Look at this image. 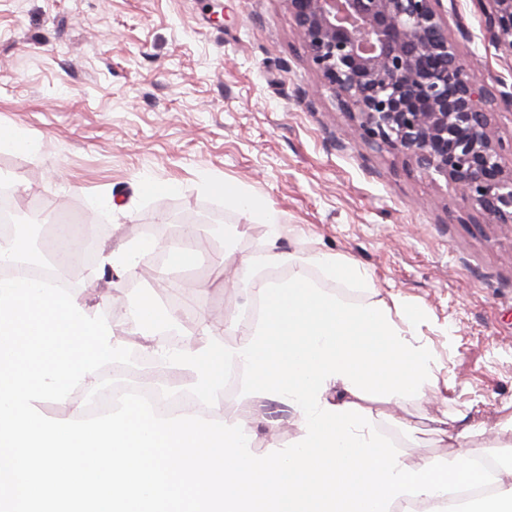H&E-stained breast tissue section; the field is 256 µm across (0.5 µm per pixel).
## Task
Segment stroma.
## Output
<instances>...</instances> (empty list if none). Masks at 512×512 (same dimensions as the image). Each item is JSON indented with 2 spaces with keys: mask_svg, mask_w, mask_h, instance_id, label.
Wrapping results in <instances>:
<instances>
[{
  "mask_svg": "<svg viewBox=\"0 0 512 512\" xmlns=\"http://www.w3.org/2000/svg\"><path fill=\"white\" fill-rule=\"evenodd\" d=\"M448 33L493 92H512V55L492 42L471 0H443ZM320 82L284 0H0V129L19 128L32 153L0 151V187L17 208H40L75 229L104 225L116 247L165 225L160 245L187 222L209 246L193 276L162 269L155 254L132 277L95 269L78 289L107 320L120 300L139 301L151 281L189 278L203 319L240 344L230 324L251 311V285L231 282L239 261L266 248L267 228L202 185L216 176L241 185L279 212L278 250L316 251L356 261L368 289L310 277L360 304L398 296L422 308L417 333L441 390L431 403L365 401L373 422L417 462L449 448L436 423L468 409L487 429L470 445L501 443V409L512 404V227L490 223L446 185L401 154L371 148ZM175 184L160 199L141 178ZM246 225L227 239L224 228ZM221 419L248 418L262 455L294 444L299 428L270 401L225 393Z\"/></svg>",
  "mask_w": 512,
  "mask_h": 512,
  "instance_id": "stroma-1",
  "label": "stroma"
}]
</instances>
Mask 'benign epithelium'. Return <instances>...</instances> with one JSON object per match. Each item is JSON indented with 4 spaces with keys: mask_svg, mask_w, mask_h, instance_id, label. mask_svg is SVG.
Returning <instances> with one entry per match:
<instances>
[{
    "mask_svg": "<svg viewBox=\"0 0 512 512\" xmlns=\"http://www.w3.org/2000/svg\"><path fill=\"white\" fill-rule=\"evenodd\" d=\"M308 60L360 139L442 177L494 224H512V168L490 130L491 90L448 35L442 0H284ZM512 53V0H473Z\"/></svg>",
    "mask_w": 512,
    "mask_h": 512,
    "instance_id": "obj_1",
    "label": "benign epithelium"
}]
</instances>
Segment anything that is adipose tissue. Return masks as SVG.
I'll use <instances>...</instances> for the list:
<instances>
[{"instance_id": "1", "label": "adipose tissue", "mask_w": 512, "mask_h": 512, "mask_svg": "<svg viewBox=\"0 0 512 512\" xmlns=\"http://www.w3.org/2000/svg\"><path fill=\"white\" fill-rule=\"evenodd\" d=\"M210 191L223 198L225 204L247 213L257 223L267 225L269 228L268 248L258 256L244 260L240 275L249 279L253 276L255 267L269 261L284 260V253L278 252L277 243L282 236V226L278 213L265 206L260 200L250 195L238 185L221 180H211L207 183ZM316 267L325 279L345 284L354 288L370 287L371 281L368 274L356 263L337 257L326 252H316L306 260L293 263V271L307 274L309 267Z\"/></svg>"}]
</instances>
